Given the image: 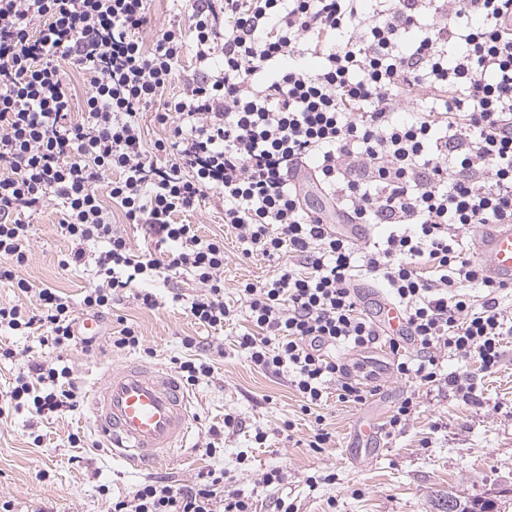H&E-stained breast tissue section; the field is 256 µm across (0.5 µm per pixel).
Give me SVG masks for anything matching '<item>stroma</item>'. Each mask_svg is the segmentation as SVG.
Returning a JSON list of instances; mask_svg holds the SVG:
<instances>
[{
	"label": "stroma",
	"mask_w": 512,
	"mask_h": 512,
	"mask_svg": "<svg viewBox=\"0 0 512 512\" xmlns=\"http://www.w3.org/2000/svg\"><path fill=\"white\" fill-rule=\"evenodd\" d=\"M60 208L52 204L34 213L31 255L16 277L36 286H50L79 304L93 282L90 268L62 267L69 244L61 235ZM202 234L224 238V299L237 308L223 329L196 324L187 306L200 290L190 274L154 285L158 305L144 307L128 294L112 313L100 320L93 351L73 345L56 349L35 336L0 331V345L16 351L15 361L0 360V392H7L18 366L58 361L68 366L78 391L76 410L38 419L25 409H7L0 416V499L15 512H108L113 498L124 496L150 478L176 485L198 481L208 471L224 473L227 489L249 497L256 512H277L279 502L295 512H448L449 495L492 504L495 512H512V336L503 343V356L494 373H475L471 363L438 350L443 374H473L480 390L476 403L464 401L451 387H429L414 377L391 375L367 405L354 406L328 398L321 409L322 424L304 416L287 376L256 368L239 348L237 337L247 324L238 290L242 283L274 277L282 261L262 255L243 256V246L224 225V210L216 200L194 213ZM126 319L151 349V362L171 367L186 356L184 337L199 341L202 357L211 360L212 376L192 387L189 446L173 463L152 471L132 468L111 456L90 420L89 393L112 367L132 358V351L113 350L109 336L117 319ZM414 394L419 408L400 432L381 438L375 454L351 459L347 450L354 423L368 407H378L388 421L402 396ZM239 414L243 426L214 440L212 429L224 416ZM292 428H285V421ZM330 435L326 448L314 451L308 442L316 428ZM264 431V444L254 440ZM80 447H71L70 435ZM217 453H209L208 444ZM279 470L281 479L266 484L263 476ZM318 485H310V478Z\"/></svg>",
	"instance_id": "obj_1"
}]
</instances>
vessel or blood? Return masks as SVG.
Wrapping results in <instances>:
<instances>
[{
	"instance_id": "b4317fda",
	"label": "vessel or blood",
	"mask_w": 512,
	"mask_h": 512,
	"mask_svg": "<svg viewBox=\"0 0 512 512\" xmlns=\"http://www.w3.org/2000/svg\"><path fill=\"white\" fill-rule=\"evenodd\" d=\"M473 247L486 279L512 283V224L476 228ZM371 303L372 319L385 334H403L402 311L379 294ZM192 406L190 394L171 372L138 360L113 368L90 399L96 431L113 454L136 468L173 458L190 430Z\"/></svg>"
}]
</instances>
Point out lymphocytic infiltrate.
Segmentation results:
<instances>
[{"label":"lymphocytic infiltrate","instance_id":"f902f5d3","mask_svg":"<svg viewBox=\"0 0 512 512\" xmlns=\"http://www.w3.org/2000/svg\"><path fill=\"white\" fill-rule=\"evenodd\" d=\"M151 2L0 0V277L35 300L1 303L0 328L57 348L96 344L67 297L13 274L30 256L25 211L57 201L72 244L61 266L94 267L86 312L102 316L134 283L187 272L201 289L189 315L223 328L233 315L224 239L184 220L215 196L244 256L286 261L240 286L251 328L238 345L258 369L289 374L302 414L322 421L331 381L339 402L365 404L366 384L332 350L380 342L398 374L477 400L470 378L441 375L436 352L490 373L512 335L500 286L463 242L465 229L512 223V0H374L369 12L362 0H193L187 25L162 28L148 47ZM309 55L318 69L302 67ZM188 56L191 77L167 96ZM72 70L89 81L84 96ZM151 107L169 134L149 143L139 116ZM305 170L348 223L383 234L362 248L336 236L299 188ZM111 203L166 251L133 249L112 227ZM364 278L402 309L414 356L360 310ZM77 403L68 367L35 362L17 372L0 415ZM112 512L253 504L210 471L191 485L146 480Z\"/></svg>","mask_w":512,"mask_h":512}]
</instances>
